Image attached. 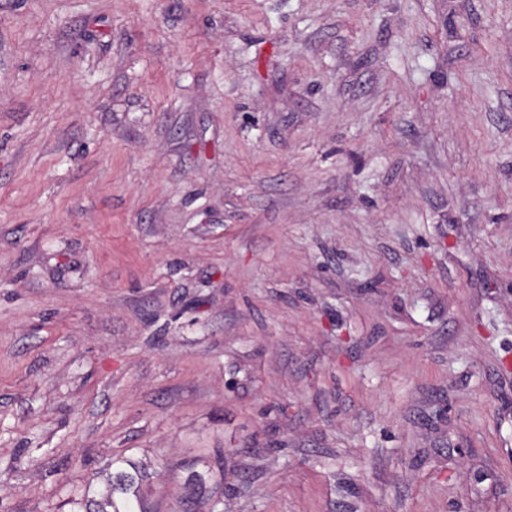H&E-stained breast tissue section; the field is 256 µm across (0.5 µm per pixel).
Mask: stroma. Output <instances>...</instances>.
Returning <instances> with one entry per match:
<instances>
[{"mask_svg":"<svg viewBox=\"0 0 512 512\" xmlns=\"http://www.w3.org/2000/svg\"><path fill=\"white\" fill-rule=\"evenodd\" d=\"M121 458L512 512V0H0V512Z\"/></svg>","mask_w":512,"mask_h":512,"instance_id":"obj_1","label":"stroma"}]
</instances>
